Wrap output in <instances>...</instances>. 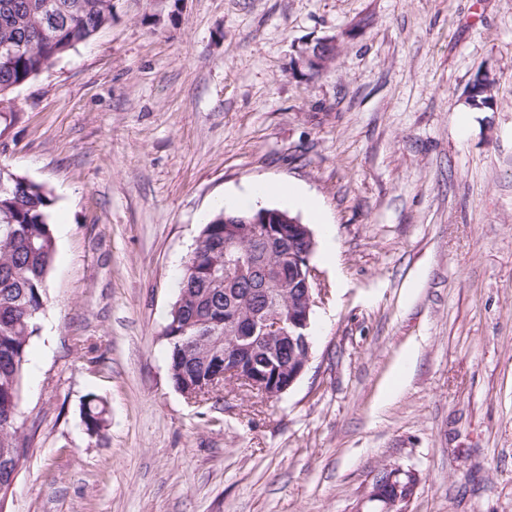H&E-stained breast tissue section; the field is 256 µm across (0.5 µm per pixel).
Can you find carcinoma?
<instances>
[{"instance_id":"1","label":"carcinoma","mask_w":512,"mask_h":512,"mask_svg":"<svg viewBox=\"0 0 512 512\" xmlns=\"http://www.w3.org/2000/svg\"><path fill=\"white\" fill-rule=\"evenodd\" d=\"M112 22V0H0V100L40 73L48 62L89 40ZM495 79L475 86L470 103L493 99ZM50 191L0 168V491L25 453L20 421L24 373L31 341L39 331L47 277L56 253L50 222ZM256 211L224 214L219 210L202 226L196 247L184 262L178 295L168 323L177 325L168 340L167 363L179 391L199 385L224 363V346L189 342L192 336L224 335L225 318L275 313L299 302L301 283L280 298L267 294L265 279L288 278V250L302 247L286 241L288 234L246 237L243 222ZM238 240L258 269L251 280L224 288V243ZM105 403L90 395L83 403L82 423L90 435L107 426Z\"/></svg>"}]
</instances>
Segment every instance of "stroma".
I'll return each instance as SVG.
<instances>
[{
    "label": "stroma",
    "instance_id": "stroma-1",
    "mask_svg": "<svg viewBox=\"0 0 512 512\" xmlns=\"http://www.w3.org/2000/svg\"><path fill=\"white\" fill-rule=\"evenodd\" d=\"M11 98L0 165L67 232L7 512H357L386 465L417 479L408 512H512V0H112ZM258 182L321 206L297 214L311 360L280 398L195 403L167 371L177 277ZM108 410L105 403L95 395H90L83 403L82 423L89 435H98L107 426Z\"/></svg>",
    "mask_w": 512,
    "mask_h": 512
}]
</instances>
